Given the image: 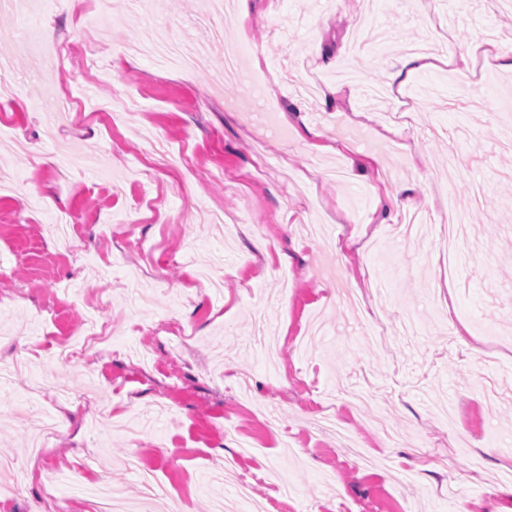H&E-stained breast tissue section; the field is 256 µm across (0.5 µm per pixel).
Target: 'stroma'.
I'll use <instances>...</instances> for the list:
<instances>
[{"instance_id": "35a3bbf8", "label": "stroma", "mask_w": 512, "mask_h": 512, "mask_svg": "<svg viewBox=\"0 0 512 512\" xmlns=\"http://www.w3.org/2000/svg\"><path fill=\"white\" fill-rule=\"evenodd\" d=\"M249 6L224 32L237 71L203 0H108L104 30L97 0L0 8V365L30 366L0 387V455L42 473L19 495L1 479L0 512H97L88 485L133 452L175 512L205 498L224 512H512V69L416 71L397 97L375 93L413 43L457 55L491 33L512 53V10ZM153 28L192 70L150 50L126 64ZM349 56L356 94L326 102ZM47 82L73 89L67 115L38 96ZM158 140L175 165L158 164ZM445 196L471 215L453 259L438 246ZM62 219L73 250L36 276ZM210 267L220 289H183ZM56 331L76 349L55 371L66 406L34 385ZM232 457L250 497L219 479Z\"/></svg>"}]
</instances>
